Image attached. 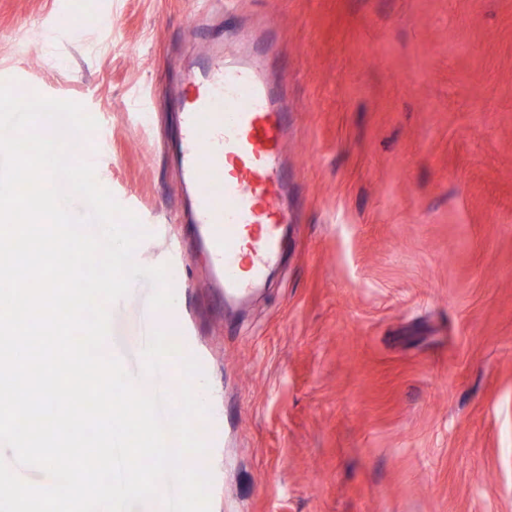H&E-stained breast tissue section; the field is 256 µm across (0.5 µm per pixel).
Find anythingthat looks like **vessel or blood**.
I'll return each mask as SVG.
<instances>
[{"label":"vessel or blood","mask_w":512,"mask_h":512,"mask_svg":"<svg viewBox=\"0 0 512 512\" xmlns=\"http://www.w3.org/2000/svg\"><path fill=\"white\" fill-rule=\"evenodd\" d=\"M180 112L178 160L194 220L224 296L244 297L274 264L288 223L281 170L288 115L271 99L261 63L212 49Z\"/></svg>","instance_id":"1"}]
</instances>
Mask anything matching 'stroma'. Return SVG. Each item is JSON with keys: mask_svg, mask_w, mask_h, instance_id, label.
<instances>
[{"mask_svg": "<svg viewBox=\"0 0 512 512\" xmlns=\"http://www.w3.org/2000/svg\"><path fill=\"white\" fill-rule=\"evenodd\" d=\"M0 0V83L80 104L85 154L182 269L222 417L210 512H512V0ZM216 40L267 57L301 195L225 305L177 163ZM153 291L111 305L139 341Z\"/></svg>", "mask_w": 512, "mask_h": 512, "instance_id": "35a3bbf8", "label": "stroma"}]
</instances>
